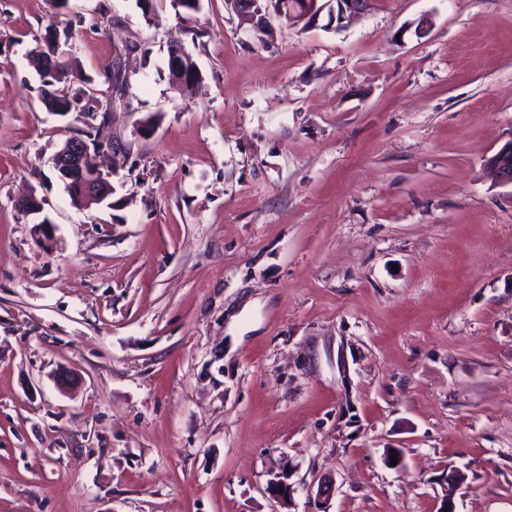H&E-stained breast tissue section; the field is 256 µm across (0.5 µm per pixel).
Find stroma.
<instances>
[{
	"label": "stroma",
	"instance_id": "stroma-1",
	"mask_svg": "<svg viewBox=\"0 0 512 512\" xmlns=\"http://www.w3.org/2000/svg\"><path fill=\"white\" fill-rule=\"evenodd\" d=\"M50 28L99 111L42 103ZM274 28L0 0V512H319L327 476L329 512H512V0ZM91 126L80 208L53 157ZM193 59L187 56L185 49L178 45H171L169 56L170 70L174 81L186 86L198 87L201 82V74L197 64L192 63ZM84 133L89 143L101 146L97 131L94 134L91 130ZM89 143L78 138L67 140L55 154L53 165L66 188H71L74 183L79 184L80 196H83L85 204H101L112 195V185L108 174L100 169L96 161L101 149L92 148ZM487 164L495 179L512 184V142L496 153Z\"/></svg>",
	"mask_w": 512,
	"mask_h": 512
}]
</instances>
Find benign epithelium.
<instances>
[{"mask_svg":"<svg viewBox=\"0 0 512 512\" xmlns=\"http://www.w3.org/2000/svg\"><path fill=\"white\" fill-rule=\"evenodd\" d=\"M329 2L331 0H303V6L300 7L291 0H226L227 5L250 22L254 34L263 38L270 35L274 19L285 20L292 25H301L305 28L317 25ZM366 3L367 0H336L337 13L328 14L326 27H331L347 13L354 14L363 10ZM169 62L173 80L186 86H199V69L192 63V59L187 56L182 46H171ZM99 152L100 149L90 146L86 141L72 138L53 158L54 168L65 186L70 188L75 183L79 184L80 195L87 204H101L112 195L108 175L97 165L96 157ZM488 169L495 179L512 184V143L488 161ZM334 489L335 482L331 478L319 484L316 496L323 504L321 512H329L328 505ZM267 490L273 498L284 505L292 501L295 493L293 484L281 474L269 483Z\"/></svg>","mask_w":512,"mask_h":512,"instance_id":"1","label":"benign epithelium"}]
</instances>
